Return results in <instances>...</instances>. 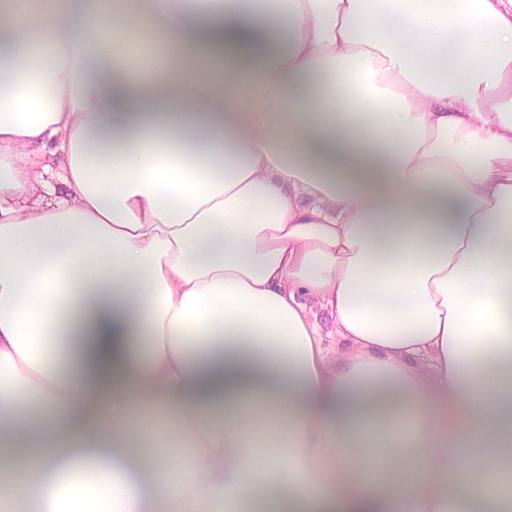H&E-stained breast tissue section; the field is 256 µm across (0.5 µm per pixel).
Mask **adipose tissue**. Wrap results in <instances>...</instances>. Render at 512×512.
<instances>
[{"label": "adipose tissue", "instance_id": "ef3b65f1", "mask_svg": "<svg viewBox=\"0 0 512 512\" xmlns=\"http://www.w3.org/2000/svg\"><path fill=\"white\" fill-rule=\"evenodd\" d=\"M57 2L0 15V512H512V0Z\"/></svg>", "mask_w": 512, "mask_h": 512}]
</instances>
